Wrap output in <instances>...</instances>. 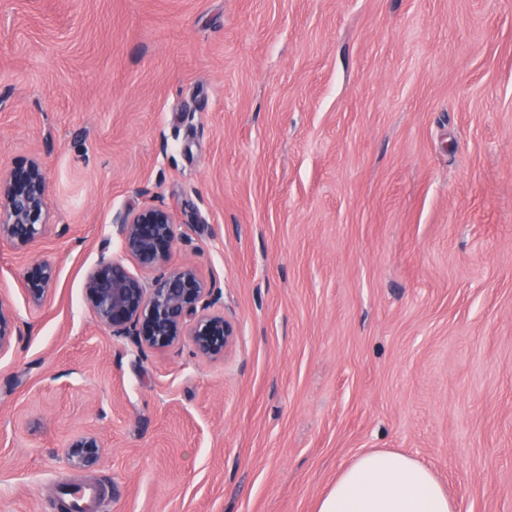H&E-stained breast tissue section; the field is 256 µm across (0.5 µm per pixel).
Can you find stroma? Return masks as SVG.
Returning a JSON list of instances; mask_svg holds the SVG:
<instances>
[{
  "instance_id": "35a3bbf8",
  "label": "stroma",
  "mask_w": 512,
  "mask_h": 512,
  "mask_svg": "<svg viewBox=\"0 0 512 512\" xmlns=\"http://www.w3.org/2000/svg\"><path fill=\"white\" fill-rule=\"evenodd\" d=\"M31 159L0 512H57L64 481L104 486L95 512H317L368 448L512 512V0H0V178ZM147 205L168 267L220 288L224 356L98 324L85 278L142 276L112 218ZM54 279V269L46 261L34 263L26 272L22 289L27 299L35 305L42 304L47 298ZM105 443L100 436L94 433H84L76 436L67 448L64 455L68 463L76 468L94 466L104 454Z\"/></svg>"
}]
</instances>
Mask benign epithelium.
<instances>
[{"label": "benign epithelium", "instance_id": "7a95c632", "mask_svg": "<svg viewBox=\"0 0 512 512\" xmlns=\"http://www.w3.org/2000/svg\"><path fill=\"white\" fill-rule=\"evenodd\" d=\"M47 173L30 161L15 165L0 179V240L24 248L39 239L47 226ZM123 251L141 268L160 271L152 287L130 274L118 260L103 258L86 277L84 290L97 322L113 336L125 338L139 350L164 349L187 336L203 358L224 355L234 337L224 312L215 310L221 291L206 282L192 266L165 267L175 243V219L164 206L129 208L113 219ZM54 269L46 261L26 272L22 289L27 299L40 305L47 298ZM10 311L0 303V356L19 336ZM105 443L94 433L76 436L64 455L76 468L94 466Z\"/></svg>", "mask_w": 512, "mask_h": 512}]
</instances>
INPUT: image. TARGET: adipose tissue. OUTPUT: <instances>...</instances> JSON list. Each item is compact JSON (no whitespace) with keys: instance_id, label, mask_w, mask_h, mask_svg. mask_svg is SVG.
Returning a JSON list of instances; mask_svg holds the SVG:
<instances>
[{"instance_id":"ef3b65f1","label":"adipose tissue","mask_w":512,"mask_h":512,"mask_svg":"<svg viewBox=\"0 0 512 512\" xmlns=\"http://www.w3.org/2000/svg\"><path fill=\"white\" fill-rule=\"evenodd\" d=\"M318 512H455V506L428 465L371 449L341 470Z\"/></svg>"}]
</instances>
